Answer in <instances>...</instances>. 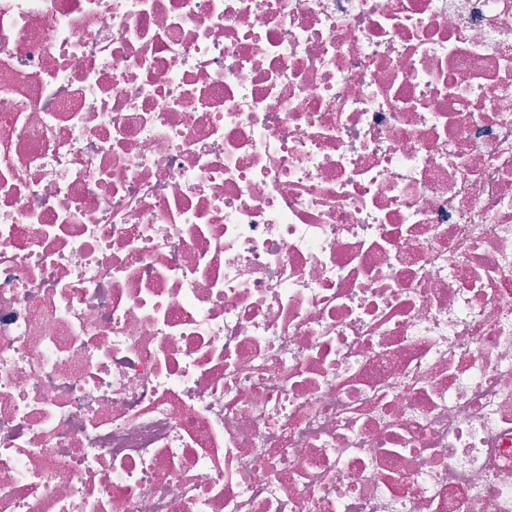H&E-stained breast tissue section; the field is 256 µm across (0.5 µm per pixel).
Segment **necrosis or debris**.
Returning <instances> with one entry per match:
<instances>
[{
    "mask_svg": "<svg viewBox=\"0 0 512 512\" xmlns=\"http://www.w3.org/2000/svg\"><path fill=\"white\" fill-rule=\"evenodd\" d=\"M0 512H512V0H0Z\"/></svg>",
    "mask_w": 512,
    "mask_h": 512,
    "instance_id": "4bbe7bcc",
    "label": "necrosis or debris"
}]
</instances>
